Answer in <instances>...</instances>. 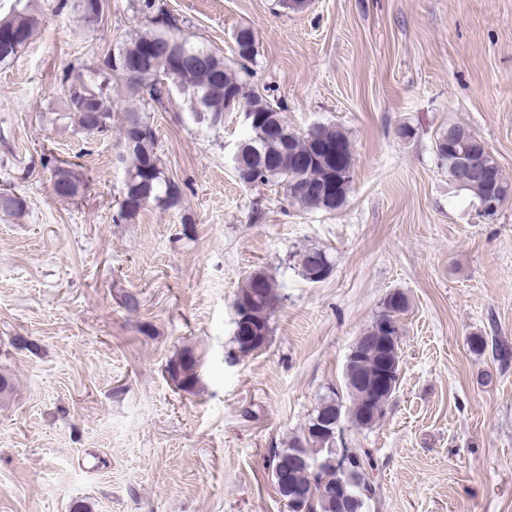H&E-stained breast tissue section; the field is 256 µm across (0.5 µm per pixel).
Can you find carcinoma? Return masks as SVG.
I'll use <instances>...</instances> for the list:
<instances>
[{
  "mask_svg": "<svg viewBox=\"0 0 512 512\" xmlns=\"http://www.w3.org/2000/svg\"><path fill=\"white\" fill-rule=\"evenodd\" d=\"M138 12L146 19V28L124 39L116 51L107 53L97 65L80 72L74 64L63 70L60 83L64 100L59 119L67 121L87 137H104L112 133V81H120L139 105L125 110L119 126L120 151L117 161L123 165L125 179L119 215L133 217L139 210L156 204L164 208L176 206L181 199L178 184L165 172L156 148V131L151 112L170 100L169 92L186 86L199 93V110L195 119L211 127L224 123L229 107L243 112H259L266 116L270 128L251 127L241 144V166L236 168L240 181L247 185L276 184L286 196L307 211L334 212L347 200L351 189L354 162L350 155L352 141L342 127L334 123H318L304 132L288 124L281 108L266 97L248 91L250 65L258 56V39L251 27L238 28L232 37L231 55L226 57L207 47L191 43L181 35L180 21L160 4V0H137ZM16 26L21 39L14 46L0 47V62L18 54L32 38L42 19L28 7L16 9L5 18ZM151 44L159 52L143 60L133 74L122 72V62L132 58ZM484 141L463 126H458L455 150L483 152ZM493 180L487 185L471 182L459 186L474 199L494 195L503 203L512 194V182L505 176L493 156L486 158ZM43 166L51 170L54 194L73 199L85 186L83 176L68 163L52 156L43 157ZM297 264L305 279L318 283L327 279L333 262L320 249H308L297 255ZM235 298L250 301L253 325L261 337L260 346L268 345L271 318L281 301L278 285L263 270L250 272L243 280ZM409 306L408 297L395 291L381 303L371 326L359 336L345 365L347 397L336 392L322 397L302 432L293 436L284 448L273 449L272 456L296 452L305 463L291 472L293 485L304 493L307 512H336V499L326 488L343 481L354 494L369 490L368 469L373 467L371 454L351 452L349 469H336V444L324 433L314 431L321 417L340 413L358 427L371 428L382 421L387 405L395 393L400 372V315ZM199 359L185 350L168 363L173 382L188 391L200 383Z\"/></svg>",
  "mask_w": 512,
  "mask_h": 512,
  "instance_id": "obj_1",
  "label": "carcinoma"
}]
</instances>
